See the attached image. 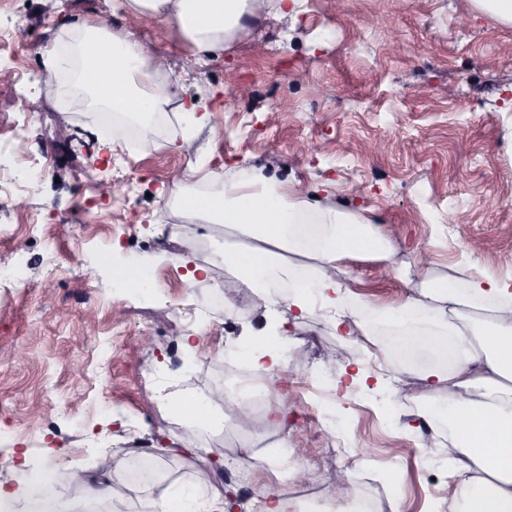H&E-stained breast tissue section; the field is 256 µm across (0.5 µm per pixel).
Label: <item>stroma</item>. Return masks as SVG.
<instances>
[{
  "instance_id": "35a3bbf8",
  "label": "stroma",
  "mask_w": 512,
  "mask_h": 512,
  "mask_svg": "<svg viewBox=\"0 0 512 512\" xmlns=\"http://www.w3.org/2000/svg\"><path fill=\"white\" fill-rule=\"evenodd\" d=\"M23 26H16V18ZM468 18L460 28V18ZM82 19L108 23L115 32L151 31V53L167 61L166 79L181 78L189 100L205 104V127L187 129L177 116L145 132L132 172L138 188L124 209L100 210L97 223L80 224L77 207L89 180L111 181L128 139L115 137L98 151L94 106L74 98L59 108L55 87L32 71L23 83H0V146L47 151L49 174L36 195L0 203V266H19L25 287L0 291V429L14 439L0 446V484L15 485L17 463L40 472L65 460L87 475L112 448L152 443L155 483L117 488L114 512H154L160 492L206 471L225 455L210 487L242 488L241 503L263 512L266 470L241 455L264 446L262 427L241 433L223 428L187 433L180 414L152 401L154 389L204 394L245 333L270 335L268 292L239 288L232 324L208 304L218 284L237 277L214 262L225 240L242 249L255 242L241 231L213 224L197 237L200 219L166 207L167 173L201 163L232 177L260 171L357 220L381 225L397 247L388 257L365 254L341 261L344 286L381 306L404 291L396 272L415 268L417 250L433 259L431 276L463 280L465 273L512 277V25L481 11L473 0H353L350 13L336 0H302L297 13L266 10L244 21L220 56L200 57L181 31L164 20L130 10L126 0H0V30L25 31L27 44L54 39ZM266 52L256 55L255 42ZM295 71L290 91L276 89L279 74ZM236 107L226 110L225 91ZM290 101L281 111L280 101ZM27 130L11 138L15 123ZM193 150L174 151L172 139ZM309 152L296 150L297 142ZM173 225L174 260L160 258L157 238ZM202 266L208 273L189 278ZM148 269L154 289L128 301L116 275ZM52 282L51 300L42 286ZM208 306L212 329L188 335L189 311ZM126 329L112 351L106 379L90 362L101 340ZM288 353L298 372L289 385L296 418L284 455L317 468L322 432L344 439L349 453L369 449L370 464L351 472L368 478L402 512H436L447 483H428L422 467L449 471L444 434L423 438L416 417L419 386L392 382L379 392L352 387L330 400L333 416L314 413L319 390L331 389L343 369L369 365L365 350L338 336L331 323L310 316L289 324ZM150 332L153 342L139 336ZM191 349H184L183 340ZM197 453L182 454L183 437Z\"/></svg>"
}]
</instances>
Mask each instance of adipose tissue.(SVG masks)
<instances>
[{"instance_id": "ef3b65f1", "label": "adipose tissue", "mask_w": 512, "mask_h": 512, "mask_svg": "<svg viewBox=\"0 0 512 512\" xmlns=\"http://www.w3.org/2000/svg\"><path fill=\"white\" fill-rule=\"evenodd\" d=\"M127 6L166 15L198 53L213 55L223 52L249 0H127ZM81 30L74 45L56 37L43 59V77L55 85L60 106L84 91L145 125L171 108L187 125L207 124V107L186 104L180 84H156V59L132 34L107 32L91 20ZM199 174L222 182V189L191 191L186 181ZM170 195L181 210L242 229L257 240V247L247 252L225 244L219 258L238 270L241 285L279 289L278 300L293 319H328L339 335L362 345L371 342L379 326L393 328L388 347L399 357L397 376L420 382L421 417L448 429L446 453L454 487L441 505L443 512H512V279L477 274L458 288L450 281L433 282L429 268L420 266L419 287L396 304L380 306L335 276L343 258L391 251L379 226L320 208L254 170L240 171L228 181L221 171L203 173L191 165L182 179L172 182ZM282 247L301 255V262L280 260ZM287 346L281 329L264 341L247 337L238 354L273 382L286 363ZM422 349L432 359L420 366L416 358ZM155 459L147 448L114 452L103 459L101 478L83 481L86 498L111 497L119 486L137 488L132 477L137 463ZM73 479L72 467L61 462L46 479L20 471L17 483L21 492L42 503L43 512H56L57 488ZM207 484L206 474L200 473L184 486L164 490L160 512H225L223 494L203 495Z\"/></svg>"}]
</instances>
